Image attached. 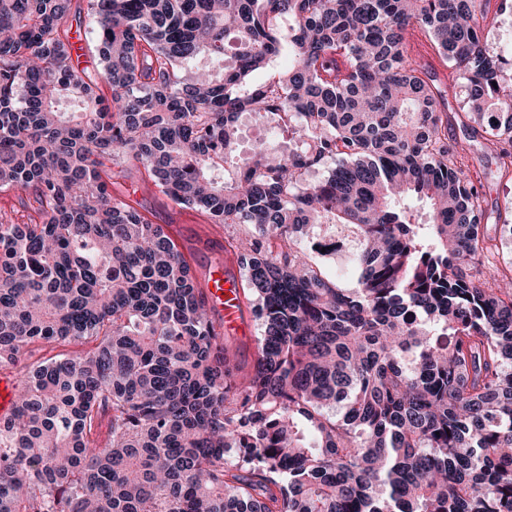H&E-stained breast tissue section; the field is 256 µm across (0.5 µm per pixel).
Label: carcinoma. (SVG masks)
Listing matches in <instances>:
<instances>
[{"mask_svg": "<svg viewBox=\"0 0 512 512\" xmlns=\"http://www.w3.org/2000/svg\"><path fill=\"white\" fill-rule=\"evenodd\" d=\"M88 4L94 73L71 65L72 0H0V198L31 196L0 211V364L22 375L0 512H512V264L448 142L467 116L512 174L490 0ZM244 113L288 148L237 153ZM123 164L224 228L249 368ZM324 224L357 229L354 288L313 257Z\"/></svg>", "mask_w": 512, "mask_h": 512, "instance_id": "cac0c4a2", "label": "carcinoma"}]
</instances>
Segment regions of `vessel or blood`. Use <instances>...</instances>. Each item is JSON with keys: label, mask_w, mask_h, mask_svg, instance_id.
Instances as JSON below:
<instances>
[{"label": "vessel or blood", "mask_w": 512, "mask_h": 512, "mask_svg": "<svg viewBox=\"0 0 512 512\" xmlns=\"http://www.w3.org/2000/svg\"><path fill=\"white\" fill-rule=\"evenodd\" d=\"M206 301L218 329L238 335L251 331L241 305V282L223 263L207 265L200 277Z\"/></svg>", "instance_id": "vessel-or-blood-1"}]
</instances>
